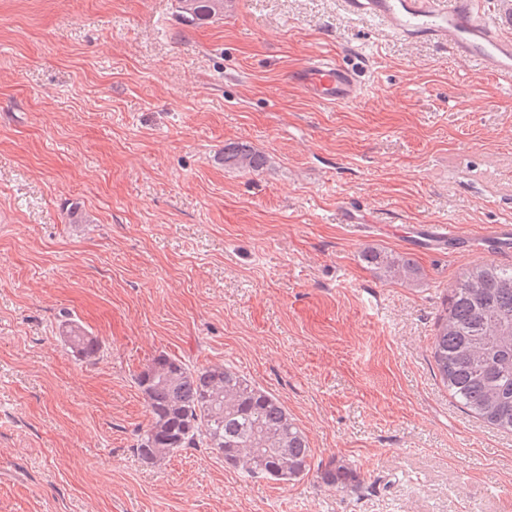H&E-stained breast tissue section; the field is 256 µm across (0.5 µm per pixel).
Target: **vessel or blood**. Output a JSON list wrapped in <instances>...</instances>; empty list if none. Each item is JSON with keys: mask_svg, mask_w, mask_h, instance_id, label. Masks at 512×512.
<instances>
[{"mask_svg": "<svg viewBox=\"0 0 512 512\" xmlns=\"http://www.w3.org/2000/svg\"><path fill=\"white\" fill-rule=\"evenodd\" d=\"M348 13L371 19L391 34L410 41L428 40L450 49L462 61L486 73L512 78V0H500V24L482 18L485 0H343ZM305 97L321 105H346L362 99L363 87L353 71L318 56L290 74ZM439 251L472 247L493 251L512 245V225L497 224L473 235L454 224H430L420 238Z\"/></svg>", "mask_w": 512, "mask_h": 512, "instance_id": "obj_1", "label": "vessel or blood"}]
</instances>
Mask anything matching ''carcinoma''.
Masks as SVG:
<instances>
[{"instance_id": "obj_1", "label": "carcinoma", "mask_w": 512, "mask_h": 512, "mask_svg": "<svg viewBox=\"0 0 512 512\" xmlns=\"http://www.w3.org/2000/svg\"><path fill=\"white\" fill-rule=\"evenodd\" d=\"M179 14L184 24L195 25L224 15V0H179ZM224 164L255 173L266 158L229 144ZM364 260L390 280L408 282L419 273L403 256L368 250ZM62 339L87 362L101 352L97 338L71 320L62 325ZM432 358L457 402L487 425L512 433V266L482 261L459 276L437 320ZM136 380L148 411L136 444L144 462L154 464L181 449L209 448L251 479L290 482L310 471L304 432L275 396L233 369H191L161 354ZM323 479L337 488L359 481L356 472L334 460Z\"/></svg>"}]
</instances>
